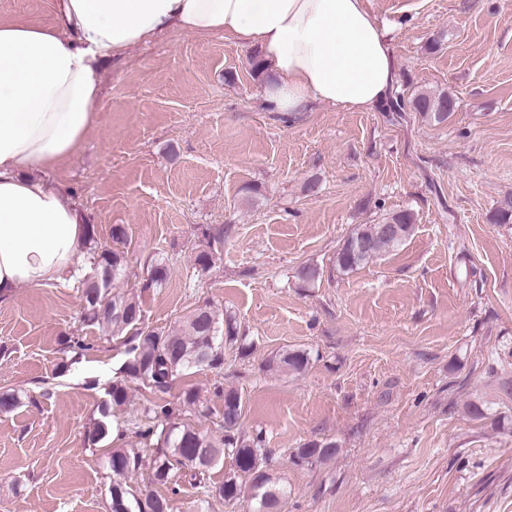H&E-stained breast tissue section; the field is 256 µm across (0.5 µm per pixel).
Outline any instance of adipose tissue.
Returning a JSON list of instances; mask_svg holds the SVG:
<instances>
[{
	"label": "adipose tissue",
	"mask_w": 512,
	"mask_h": 512,
	"mask_svg": "<svg viewBox=\"0 0 512 512\" xmlns=\"http://www.w3.org/2000/svg\"><path fill=\"white\" fill-rule=\"evenodd\" d=\"M44 27L0 21V300L60 282L80 258L85 219L44 171L97 119L101 62L177 30L259 48L274 112L313 102L366 110L397 70L389 31L364 0H55Z\"/></svg>",
	"instance_id": "adipose-tissue-1"
}]
</instances>
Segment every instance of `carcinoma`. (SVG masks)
Segmentation results:
<instances>
[{
    "instance_id": "cac0c4a2",
    "label": "carcinoma",
    "mask_w": 512,
    "mask_h": 512,
    "mask_svg": "<svg viewBox=\"0 0 512 512\" xmlns=\"http://www.w3.org/2000/svg\"><path fill=\"white\" fill-rule=\"evenodd\" d=\"M412 110L427 122L442 124L455 109V100L446 93L421 92L410 101ZM415 223L414 214L403 210L381 224L360 225L336 253L335 263L342 272H350L369 263L383 252L401 246L410 236ZM113 248H104L93 255L91 272L81 280V320L88 325H102L113 336H126L127 348L120 373L123 379L112 384L109 400L100 409L86 431V442L95 447L111 432L110 417L114 410L128 402L125 380L152 394L138 416L139 434L156 439L158 453L146 461L132 450L115 448L109 454L112 471V512H131L136 499L126 479L146 467L151 479L166 484L183 480L201 490V507L209 508L214 501L236 502L244 490L250 491L251 512H273L272 507L288 497V489L280 484L268 469V449L263 433L246 434L241 430L243 399L234 388L215 386L216 394L224 399L219 423L222 436L214 438L189 423L175 421L182 410L201 406L198 391L183 389L174 403L166 394L174 383L192 370L221 371L224 365V345L238 341L231 320L220 316L206 303L194 309L172 329H152L146 340L140 318L145 316L138 296L117 288L127 272V253L118 245L127 243L124 227H112ZM125 311L108 319L99 317L101 304ZM310 352L303 349H284L268 361L267 367L302 373L310 364ZM338 451L334 441H309L290 454L295 465H317L332 459ZM232 460L224 480L213 483L210 471Z\"/></svg>"
}]
</instances>
